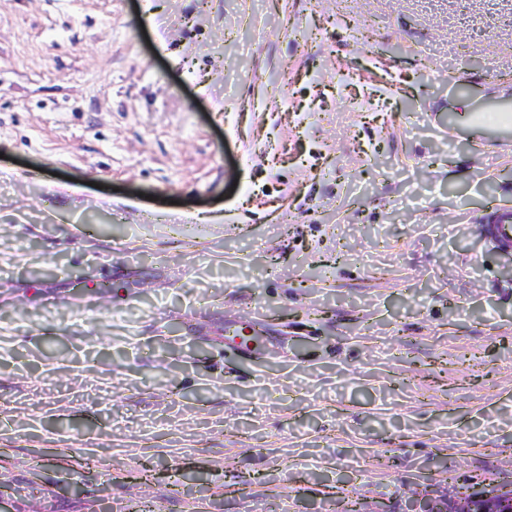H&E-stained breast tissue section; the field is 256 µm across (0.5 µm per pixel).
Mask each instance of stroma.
<instances>
[{"mask_svg": "<svg viewBox=\"0 0 512 512\" xmlns=\"http://www.w3.org/2000/svg\"><path fill=\"white\" fill-rule=\"evenodd\" d=\"M502 102L512 0H0V512L512 481ZM512 106L509 104H491L479 108L476 118L483 120L487 114L507 115L508 119L491 125V129L497 135H508L512 131ZM491 235L500 244L512 243V207L495 205L488 214Z\"/></svg>", "mask_w": 512, "mask_h": 512, "instance_id": "stroma-1", "label": "stroma"}]
</instances>
